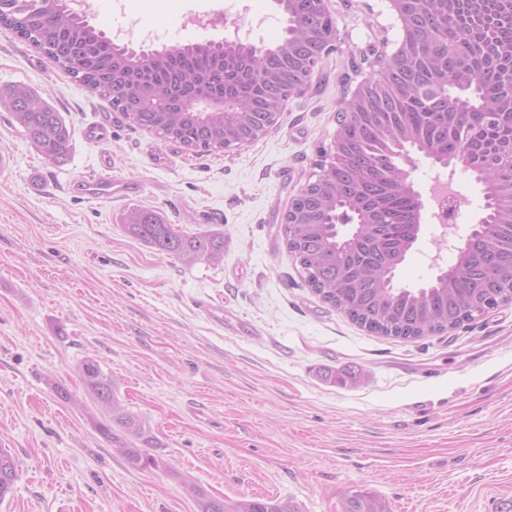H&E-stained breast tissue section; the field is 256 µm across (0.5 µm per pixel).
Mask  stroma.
Wrapping results in <instances>:
<instances>
[{
  "mask_svg": "<svg viewBox=\"0 0 512 512\" xmlns=\"http://www.w3.org/2000/svg\"><path fill=\"white\" fill-rule=\"evenodd\" d=\"M91 24L163 29L155 44L222 40L181 27L192 12L235 0H89ZM256 45L285 35L277 0ZM338 48L312 85L288 99L275 127L230 151H192L132 125L110 102L0 27V88L24 83L72 132L48 162L0 106V448L21 464L0 512H197L191 488L226 502L272 496L300 512H342L367 494L385 512H499L512 500V302L416 340L371 334L322 301L288 254L281 213L332 147L344 78L370 77L377 49L402 37L388 0H327ZM106 125L107 140L88 128ZM419 239L396 279L425 286L454 262L432 219L429 185L444 173L474 210L483 190L462 170L418 158ZM46 179L30 190L33 172ZM136 192L109 201L75 191L103 172ZM132 207L187 234L224 235L216 265L157 253L122 226ZM96 360L116 396L156 442L163 467L131 468L79 366ZM343 373L345 382L331 380Z\"/></svg>",
  "mask_w": 512,
  "mask_h": 512,
  "instance_id": "stroma-1",
  "label": "stroma"
}]
</instances>
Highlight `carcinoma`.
<instances>
[{"instance_id":"carcinoma-1","label":"carcinoma","mask_w":512,"mask_h":512,"mask_svg":"<svg viewBox=\"0 0 512 512\" xmlns=\"http://www.w3.org/2000/svg\"><path fill=\"white\" fill-rule=\"evenodd\" d=\"M288 25L267 58L212 45L171 46L126 55L122 46L74 12L67 0H0V26L54 60L77 82L111 101L135 126L188 149L211 152L224 143V114L200 115L176 106L163 112H127L150 92L180 101L189 87L222 92L235 103L229 128L241 139L264 126L293 95L298 76L318 64L323 42L338 35L314 0H278ZM410 35L407 54L381 62L361 93L341 102L336 163L317 164L294 199V223L283 227L285 247L307 285L354 323L379 336L415 340L443 333L512 301V0H403ZM0 105L51 162L70 154L72 136L60 112L24 83L0 89ZM458 165L482 185L486 219L482 242L457 254L451 274L426 288H407L380 275L397 268L418 240L421 204L404 188L409 153ZM363 226L336 238L334 212ZM125 230L158 253L192 265L224 258V234L193 235L157 212L131 208ZM97 403L143 444L117 451L134 469L158 468L153 438L127 412L99 364L80 365ZM20 478L13 455L0 448V500ZM188 489L198 512H299L291 501L243 498L231 503ZM343 512H384L371 497L353 495Z\"/></svg>"}]
</instances>
